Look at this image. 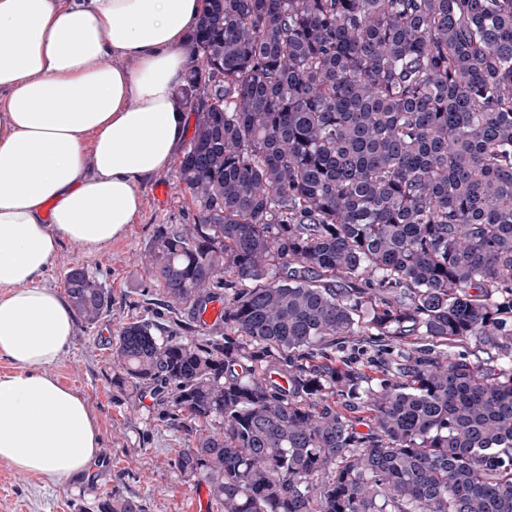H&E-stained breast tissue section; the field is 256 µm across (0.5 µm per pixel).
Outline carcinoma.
Listing matches in <instances>:
<instances>
[{
  "mask_svg": "<svg viewBox=\"0 0 512 512\" xmlns=\"http://www.w3.org/2000/svg\"><path fill=\"white\" fill-rule=\"evenodd\" d=\"M178 96L197 216L158 226L159 307L112 339L175 469L216 512H512V0H203ZM359 336L430 347L391 379L322 348Z\"/></svg>",
  "mask_w": 512,
  "mask_h": 512,
  "instance_id": "cac0c4a2",
  "label": "carcinoma"
}]
</instances>
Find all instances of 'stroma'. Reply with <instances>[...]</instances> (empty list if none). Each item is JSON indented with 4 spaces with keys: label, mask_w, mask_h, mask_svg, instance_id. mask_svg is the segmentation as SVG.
I'll list each match as a JSON object with an SVG mask.
<instances>
[{
    "label": "stroma",
    "mask_w": 512,
    "mask_h": 512,
    "mask_svg": "<svg viewBox=\"0 0 512 512\" xmlns=\"http://www.w3.org/2000/svg\"><path fill=\"white\" fill-rule=\"evenodd\" d=\"M168 185L159 197V185ZM143 205L125 235L96 251L63 242L42 284L65 293L64 276L74 267L99 275L112 290V310L96 325L76 320L71 343L51 371L86 400L102 433L96 457L100 464L88 482H56L19 473L0 463V512H95L107 496L144 501L146 512H212L199 501V483L174 468L176 456L188 446L183 434L152 417L151 401L125 392L116 379L112 337L118 327L143 316L155 285L142 255L153 244L161 224L194 223L196 212L168 167L140 186Z\"/></svg>",
    "instance_id": "1"
}]
</instances>
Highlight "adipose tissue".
Instances as JSON below:
<instances>
[{
	"label": "adipose tissue",
	"mask_w": 512,
	"mask_h": 512,
	"mask_svg": "<svg viewBox=\"0 0 512 512\" xmlns=\"http://www.w3.org/2000/svg\"><path fill=\"white\" fill-rule=\"evenodd\" d=\"M202 0H0V461L67 481L97 453L85 399L50 368L69 301L41 280L62 241L124 236L139 185L171 162L175 91ZM118 57L107 66L105 55Z\"/></svg>",
	"instance_id": "obj_1"
}]
</instances>
